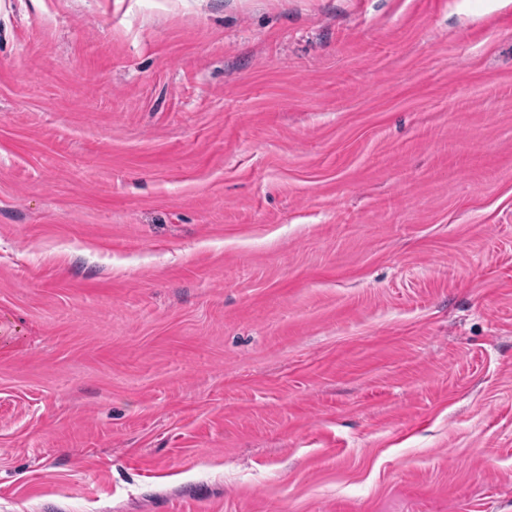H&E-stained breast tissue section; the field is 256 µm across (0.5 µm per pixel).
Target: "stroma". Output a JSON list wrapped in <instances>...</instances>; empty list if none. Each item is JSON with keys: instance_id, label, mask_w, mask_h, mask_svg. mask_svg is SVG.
I'll list each match as a JSON object with an SVG mask.
<instances>
[{"instance_id": "1", "label": "stroma", "mask_w": 512, "mask_h": 512, "mask_svg": "<svg viewBox=\"0 0 512 512\" xmlns=\"http://www.w3.org/2000/svg\"><path fill=\"white\" fill-rule=\"evenodd\" d=\"M0 512H512V0H0Z\"/></svg>"}]
</instances>
